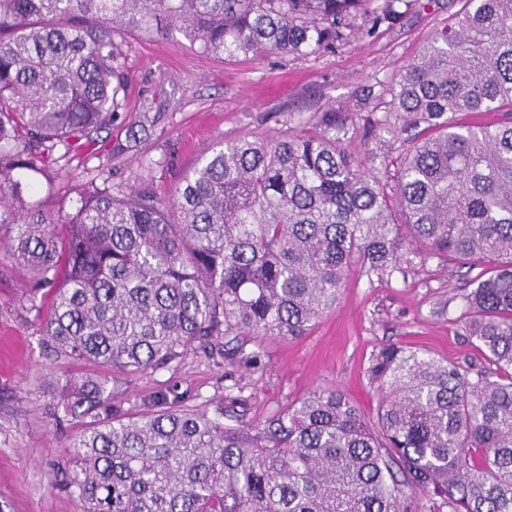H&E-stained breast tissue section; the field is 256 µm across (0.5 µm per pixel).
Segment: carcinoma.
<instances>
[{
    "label": "carcinoma",
    "instance_id": "obj_1",
    "mask_svg": "<svg viewBox=\"0 0 512 512\" xmlns=\"http://www.w3.org/2000/svg\"><path fill=\"white\" fill-rule=\"evenodd\" d=\"M368 2L0 0V228L53 288L45 357L98 368L51 383L62 417L84 425L54 471L82 512H512V0H464L368 120L374 136L418 130L390 194L388 167L345 152L350 119L333 110L308 131L209 147L167 200L105 180L56 215L13 175L82 161L122 120L123 27L177 26L219 57L302 55L344 39ZM464 112L502 118L457 122ZM417 255L489 264L465 300L490 367L385 346L367 370L370 416L336 389L258 426L224 423L222 402L162 399L135 418L115 404L114 369L212 355L232 336H303L351 267L391 275Z\"/></svg>",
    "mask_w": 512,
    "mask_h": 512
}]
</instances>
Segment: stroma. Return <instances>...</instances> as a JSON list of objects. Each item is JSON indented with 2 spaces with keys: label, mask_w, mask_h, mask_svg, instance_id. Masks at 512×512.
I'll list each match as a JSON object with an SVG mask.
<instances>
[{
  "label": "stroma",
  "mask_w": 512,
  "mask_h": 512,
  "mask_svg": "<svg viewBox=\"0 0 512 512\" xmlns=\"http://www.w3.org/2000/svg\"><path fill=\"white\" fill-rule=\"evenodd\" d=\"M462 7L460 0H398L400 20L372 26L335 47L261 59L216 58L178 29L167 33L124 29L127 51L125 120L83 147L84 163L60 176L29 170L32 202L70 210L77 192L109 180L112 186L148 183L168 198L201 151L243 136H277L314 127L322 112L349 113L355 133L344 148L399 161L403 138L366 132L368 117L383 115L386 88L421 46ZM472 268L413 260L404 273L365 276L351 270L335 308L304 336L257 341L239 337L225 353L188 351L170 366L146 374L113 373L124 412L136 416L159 395L208 408L228 399L249 425L263 422L315 389L335 388L365 414L378 394L367 379L373 354L395 343L465 367H485L478 342L464 329L463 299ZM49 300L30 285L9 243L0 242V505L6 512H80L79 500L50 484L81 422L56 419L48 385L62 372L86 365L54 363L39 339Z\"/></svg>",
  "instance_id": "35a3bbf8"
}]
</instances>
